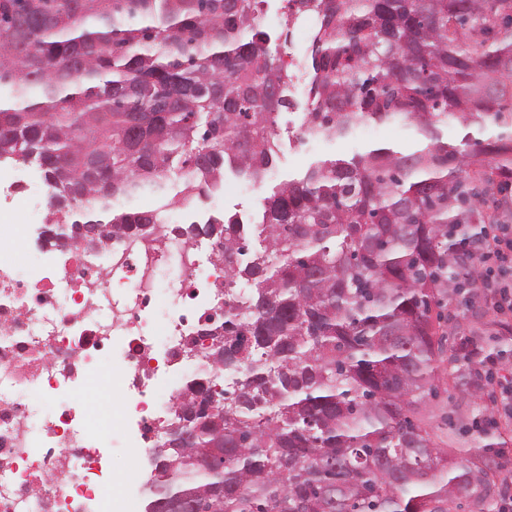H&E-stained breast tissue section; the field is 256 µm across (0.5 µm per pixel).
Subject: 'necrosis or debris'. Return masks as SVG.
Listing matches in <instances>:
<instances>
[{"instance_id": "4bbe7bcc", "label": "necrosis or debris", "mask_w": 512, "mask_h": 512, "mask_svg": "<svg viewBox=\"0 0 512 512\" xmlns=\"http://www.w3.org/2000/svg\"><path fill=\"white\" fill-rule=\"evenodd\" d=\"M0 208V512H138L137 498L112 488V446L122 438L145 466L156 417L185 389L175 365L196 379L215 377L201 333L224 319L231 296L224 265L198 243L171 232L181 211L121 244L57 251L33 224L13 223L36 197L18 177ZM121 340L128 399L102 414L100 365ZM165 359H158L157 349ZM58 401L36 418L34 402Z\"/></svg>"}]
</instances>
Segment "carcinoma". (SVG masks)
I'll return each mask as SVG.
<instances>
[{
    "mask_svg": "<svg viewBox=\"0 0 512 512\" xmlns=\"http://www.w3.org/2000/svg\"><path fill=\"white\" fill-rule=\"evenodd\" d=\"M263 0H0V156L34 163L60 234L88 248L167 223L115 198L264 189L181 235L218 244L224 288L249 286L209 329L233 389L194 382V441L172 414L144 512H490L481 454L456 458L417 419L456 357L443 308L474 267L467 227L498 224L512 189V0H286L317 17L303 123L323 140L403 121L416 148L328 155L278 183L288 106ZM455 121L468 129L448 142ZM478 136H473L470 130Z\"/></svg>",
    "mask_w": 512,
    "mask_h": 512,
    "instance_id": "obj_1",
    "label": "carcinoma"
}]
</instances>
